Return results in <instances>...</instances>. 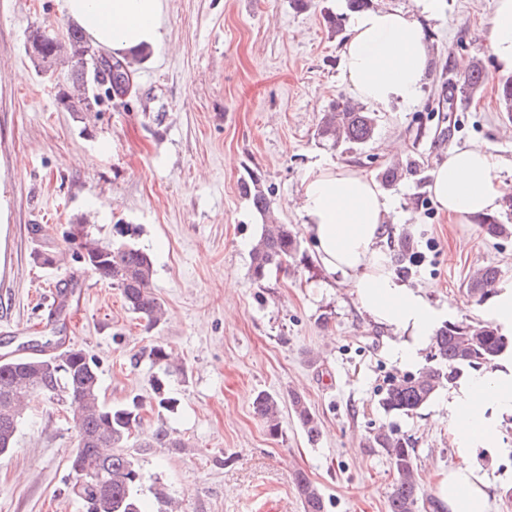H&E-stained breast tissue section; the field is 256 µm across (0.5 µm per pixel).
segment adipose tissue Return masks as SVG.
Segmentation results:
<instances>
[{
    "instance_id": "adipose-tissue-1",
    "label": "adipose tissue",
    "mask_w": 512,
    "mask_h": 512,
    "mask_svg": "<svg viewBox=\"0 0 512 512\" xmlns=\"http://www.w3.org/2000/svg\"><path fill=\"white\" fill-rule=\"evenodd\" d=\"M63 12L117 57L166 39L162 0H63ZM488 49L498 71L512 73V0H496L488 21ZM342 57L350 92L387 111L392 104L416 101L429 50L416 20L378 8L355 15ZM500 165L480 147L450 151L433 173L437 207L459 220L496 212L502 202ZM392 209L374 178L358 170L330 164L310 171L302 182L299 210L318 261L351 285L361 311L374 324L392 331L389 357L414 365L430 346L441 313L391 269L385 242ZM446 407L460 464L437 479L436 498L442 512H491L490 478L472 458L476 449H498L497 420L512 416V352L502 354L492 371L456 380Z\"/></svg>"
}]
</instances>
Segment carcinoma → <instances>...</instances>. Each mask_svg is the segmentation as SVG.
<instances>
[{"mask_svg": "<svg viewBox=\"0 0 512 512\" xmlns=\"http://www.w3.org/2000/svg\"><path fill=\"white\" fill-rule=\"evenodd\" d=\"M27 50L43 69L50 68L61 58L68 61L73 83L85 90L75 100L62 96V104L71 112L90 109L91 96L86 90L91 83L104 88L108 98L121 103L137 96L131 62L112 55L107 59L95 57L86 33L78 27L69 28L63 36L35 27L29 32ZM486 79L482 63L473 61L464 80L465 90L479 88ZM498 92L501 110L512 118V79L501 80ZM375 130L374 114L346 101L333 104L324 113L318 135L334 146L363 145L373 139ZM242 190L257 211H266L267 198L257 181L243 183ZM73 224L81 227L79 232L69 233L76 258L118 288L128 311L136 318L146 321L149 327L159 324L165 307L152 289L154 268L150 255L130 242L106 244L91 238L86 230L88 220L84 217ZM297 250L296 236L288 225L266 226L252 248L254 282L262 283L274 271L288 273V263ZM498 278L499 270L487 267L467 284L468 293L481 302L488 286ZM78 287V281L71 277L57 289L58 311L66 310ZM432 349L436 366L416 375L390 380L380 399L386 412L408 414L419 409L440 387L454 383L466 370L493 365L500 354L512 350V339L490 323L471 326L461 322L440 327L433 338ZM56 357L58 362L53 364L50 373L43 369L49 359L43 353L0 360V456L14 448L28 393L62 397L71 406L77 437L84 444L81 468L103 472L109 485L107 493L86 487L76 494L84 512H144L138 493L139 466L131 449L182 448L184 444L173 438L172 432L162 424L153 432L144 433L147 408L142 403L134 400L130 404H107L102 398L97 366L82 350L64 349ZM252 408L254 414L266 422L269 433L278 434L280 404L277 396L260 391L253 399ZM290 409L308 438L317 440L318 419L305 399L293 395ZM371 441L386 450L397 475L388 496V512H417L420 487L415 477V449L409 447L407 441L385 432L375 433ZM294 485L303 512H325L324 496L305 472L295 473Z\"/></svg>", "mask_w": 512, "mask_h": 512, "instance_id": "obj_1", "label": "carcinoma"}]
</instances>
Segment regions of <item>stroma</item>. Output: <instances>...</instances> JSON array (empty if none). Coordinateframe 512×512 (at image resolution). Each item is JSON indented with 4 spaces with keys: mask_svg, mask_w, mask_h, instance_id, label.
Instances as JSON below:
<instances>
[{
    "mask_svg": "<svg viewBox=\"0 0 512 512\" xmlns=\"http://www.w3.org/2000/svg\"><path fill=\"white\" fill-rule=\"evenodd\" d=\"M496 0H372L410 13L423 27L431 60L418 99L377 113L362 146L331 147L317 135L328 106L350 93L342 79L344 35L323 10L345 0H163L164 45L137 66L139 98L101 100L78 117L59 97L67 68L43 73L26 52L31 28L65 32L62 0H0V354L43 336L95 359L107 403L148 398L162 377L174 412H147L145 430L165 425L178 448L136 449L147 512L162 482L177 512H303L293 477L304 471L327 512H386L395 473L370 437L393 429L415 450L420 512H436L434 475L459 463L446 388L416 413L385 412L379 400L407 367L386 352L388 332L369 321L349 285L316 260L297 211L302 180L333 163L380 178L394 209L388 250L410 234L406 276L443 310L444 323L482 322L467 291L473 273L493 266L512 282V237H489L480 220L449 222L430 187L453 148L479 146L500 157L512 190V118L498 101L501 75L487 47ZM481 60L487 80L449 95L460 61ZM162 113L154 122L153 113ZM257 176L268 201L256 211L241 190ZM118 240L119 229L150 254L153 287L167 316L146 328L118 289L76 261L70 223ZM288 225L299 248L295 274L251 277V250L265 220ZM58 255L33 265L35 251ZM76 278L66 313L54 314L57 284ZM161 345L178 368L164 374L150 351ZM267 391L289 404L303 396L320 428L316 441L289 414L271 435L252 409ZM502 452L479 454L492 512H512V417L499 424ZM76 431L68 404L38 395L14 449L0 456V512H84L72 494L69 458Z\"/></svg>",
    "mask_w": 512,
    "mask_h": 512,
    "instance_id": "1",
    "label": "stroma"
}]
</instances>
